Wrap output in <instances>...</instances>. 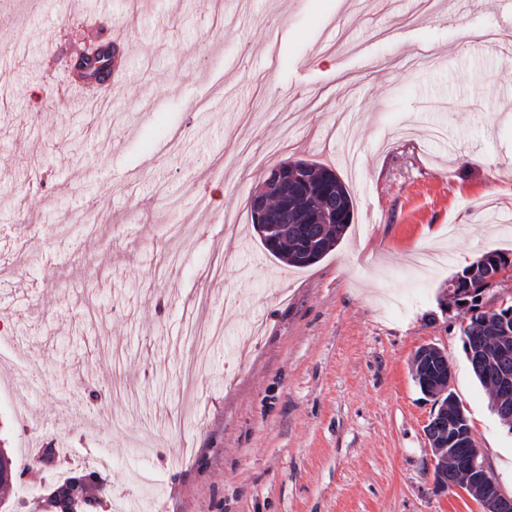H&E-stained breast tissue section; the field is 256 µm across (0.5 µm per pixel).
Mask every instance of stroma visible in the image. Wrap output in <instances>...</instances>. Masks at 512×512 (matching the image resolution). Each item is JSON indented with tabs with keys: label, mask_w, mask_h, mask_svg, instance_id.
<instances>
[{
	"label": "stroma",
	"mask_w": 512,
	"mask_h": 512,
	"mask_svg": "<svg viewBox=\"0 0 512 512\" xmlns=\"http://www.w3.org/2000/svg\"><path fill=\"white\" fill-rule=\"evenodd\" d=\"M506 19L493 0H0V321L39 366L0 383V446L24 481L93 469L95 512H481L433 483L411 371L433 344L512 496V428L448 288L512 252L486 220L512 214V44L483 38ZM118 28L108 109L52 102ZM288 159L336 168L355 220L274 280L224 217ZM424 246L450 254L419 285ZM193 309L226 340L188 390ZM30 441L68 453L37 476Z\"/></svg>",
	"instance_id": "obj_1"
}]
</instances>
